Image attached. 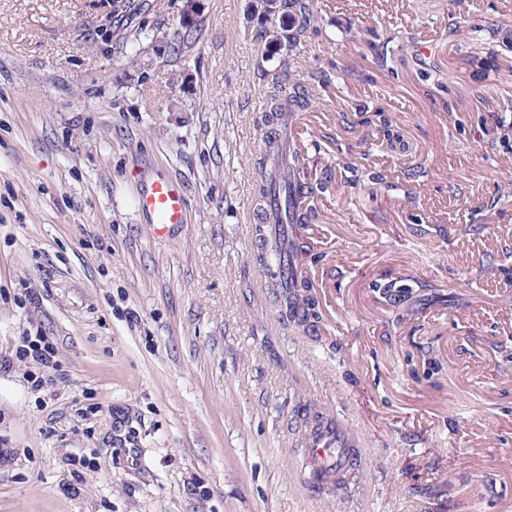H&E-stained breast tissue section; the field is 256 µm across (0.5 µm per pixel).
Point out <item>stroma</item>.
<instances>
[{"instance_id":"35a3bbf8","label":"stroma","mask_w":512,"mask_h":512,"mask_svg":"<svg viewBox=\"0 0 512 512\" xmlns=\"http://www.w3.org/2000/svg\"><path fill=\"white\" fill-rule=\"evenodd\" d=\"M138 2L0 0V512H512V0H312L291 51L203 0L181 56L184 0ZM288 65L309 326L256 260ZM139 163L186 189L166 236ZM315 413L349 492L307 483ZM307 89L298 81H293L290 74L283 71L281 77L274 84L273 91L265 98L260 116V124L268 128L265 132L268 135L263 162L258 163L257 176L262 183L263 202L266 199L265 222L266 224H305L308 214L312 212L310 202H306L304 196L291 193L289 208L287 209V192L280 180H276L266 187L275 177V172L268 170L266 161L271 155H278L279 145L273 140L272 133L275 134V125L281 112H298L304 101ZM23 355L30 356L42 367L50 368L55 364L56 348L45 336H26ZM304 447L308 461L306 479L312 485L324 486L327 485V476L349 468L356 440L347 425L336 422L307 433Z\"/></svg>"}]
</instances>
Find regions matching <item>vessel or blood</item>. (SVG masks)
<instances>
[{
  "mask_svg": "<svg viewBox=\"0 0 512 512\" xmlns=\"http://www.w3.org/2000/svg\"><path fill=\"white\" fill-rule=\"evenodd\" d=\"M136 207L158 233L187 223V202L183 186L175 180L152 177L146 171L136 175ZM265 221L284 224L288 221L287 193L280 182L269 185L266 195ZM356 440L343 423L336 422L307 433L304 441L307 456V480L322 486L327 476L351 464V450Z\"/></svg>",
  "mask_w": 512,
  "mask_h": 512,
  "instance_id": "b4317fda",
  "label": "vessel or blood"
}]
</instances>
